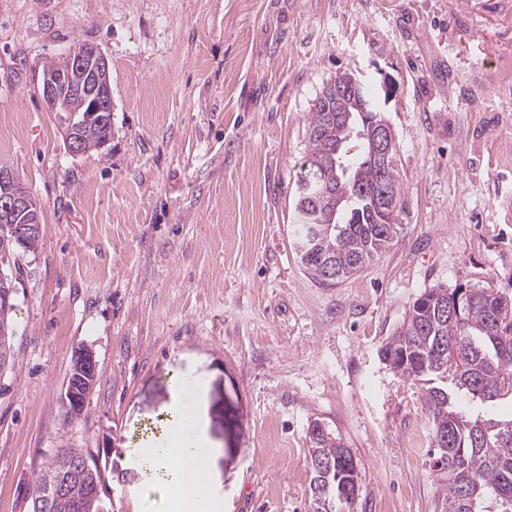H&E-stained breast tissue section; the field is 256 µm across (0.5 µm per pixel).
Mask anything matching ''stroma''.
<instances>
[{"label":"stroma","instance_id":"obj_1","mask_svg":"<svg viewBox=\"0 0 512 512\" xmlns=\"http://www.w3.org/2000/svg\"><path fill=\"white\" fill-rule=\"evenodd\" d=\"M78 42L112 66V134L72 154L38 93ZM512 0H0V165L41 206L0 373V512L95 454L100 512H168L136 461L176 383L205 385L223 512H311L309 428L356 458L350 512H440L420 382L379 350L425 289L512 297ZM351 72L382 115L404 208L389 247L324 287L292 238L313 101ZM90 348L97 382L60 393ZM97 379V362L94 353L89 348L75 351L72 358V368L65 382L60 399L66 414H76L92 392Z\"/></svg>","mask_w":512,"mask_h":512}]
</instances>
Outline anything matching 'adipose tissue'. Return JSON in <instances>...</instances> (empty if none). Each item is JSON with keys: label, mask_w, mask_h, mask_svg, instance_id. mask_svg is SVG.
Masks as SVG:
<instances>
[{"label": "adipose tissue", "mask_w": 512, "mask_h": 512, "mask_svg": "<svg viewBox=\"0 0 512 512\" xmlns=\"http://www.w3.org/2000/svg\"><path fill=\"white\" fill-rule=\"evenodd\" d=\"M169 411L163 434L139 455L151 490L163 497L171 485L182 486L187 495L174 498V512H222L224 501L211 484L214 449L200 415L178 398Z\"/></svg>", "instance_id": "obj_1"}]
</instances>
